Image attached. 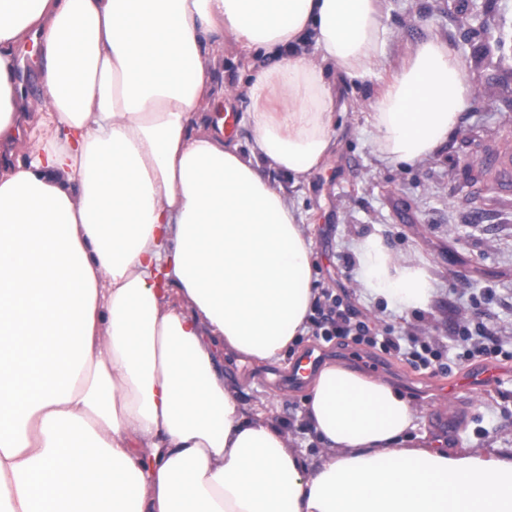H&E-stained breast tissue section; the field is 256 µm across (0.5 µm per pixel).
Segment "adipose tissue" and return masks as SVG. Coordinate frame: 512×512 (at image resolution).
<instances>
[{
    "mask_svg": "<svg viewBox=\"0 0 512 512\" xmlns=\"http://www.w3.org/2000/svg\"><path fill=\"white\" fill-rule=\"evenodd\" d=\"M228 37L270 61L242 86L245 152L196 118L228 95L209 70ZM385 42L380 0H0V512H512V448L441 449L375 375L321 368L314 453L224 381L225 350L277 360L306 331L313 242L269 172L327 164L336 79ZM470 103L423 43L371 144L421 160ZM353 253L361 294L429 310L424 265L375 233Z\"/></svg>",
    "mask_w": 512,
    "mask_h": 512,
    "instance_id": "ef3b65f1",
    "label": "adipose tissue"
}]
</instances>
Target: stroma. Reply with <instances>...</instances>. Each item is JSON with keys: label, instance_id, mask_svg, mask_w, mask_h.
Returning a JSON list of instances; mask_svg holds the SVG:
<instances>
[{"label": "stroma", "instance_id": "stroma-1", "mask_svg": "<svg viewBox=\"0 0 512 512\" xmlns=\"http://www.w3.org/2000/svg\"><path fill=\"white\" fill-rule=\"evenodd\" d=\"M391 37L382 63L362 79L337 78L336 150L325 169L296 185L272 172L299 207L313 241L314 288L339 298L371 335L413 336L437 352L442 368L417 366L350 338L324 341L306 332L287 355L255 362L224 353V379L243 402L260 405L299 443L307 384L274 385L312 348L390 382L426 408L420 424L447 449L463 445L512 448V360L496 362L497 383L480 392L443 394L465 372L485 366L468 358L460 329L491 335L512 353V191L475 181L481 167L512 156V0H382ZM443 43L460 60L476 94L448 141L423 160L389 163L374 152L365 117L384 81L400 71L423 42ZM260 56L224 41L216 81L234 85L255 76ZM380 234L392 250L425 261L435 279L429 311L408 316L357 294L353 240Z\"/></svg>", "mask_w": 512, "mask_h": 512}]
</instances>
